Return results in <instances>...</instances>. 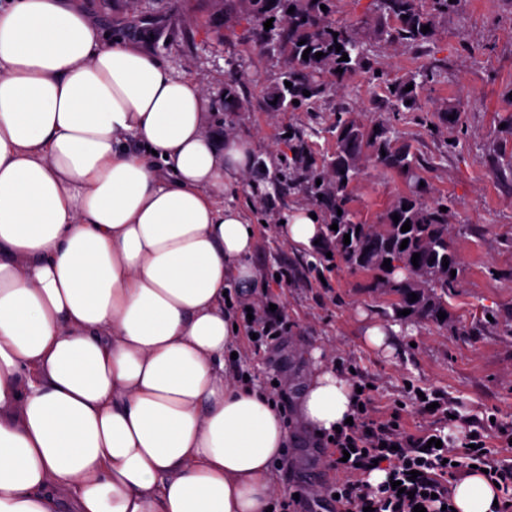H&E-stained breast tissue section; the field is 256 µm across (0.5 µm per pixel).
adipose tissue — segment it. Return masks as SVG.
<instances>
[{
    "instance_id": "adipose-tissue-1",
    "label": "adipose tissue",
    "mask_w": 512,
    "mask_h": 512,
    "mask_svg": "<svg viewBox=\"0 0 512 512\" xmlns=\"http://www.w3.org/2000/svg\"><path fill=\"white\" fill-rule=\"evenodd\" d=\"M251 141L203 88L106 40L70 0L0 9V512H269L289 433L236 383L224 294L256 278ZM305 248L307 209L277 228ZM300 401L328 435L355 387L321 349ZM480 474L455 512H493Z\"/></svg>"
}]
</instances>
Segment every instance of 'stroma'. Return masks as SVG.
<instances>
[{
    "mask_svg": "<svg viewBox=\"0 0 512 512\" xmlns=\"http://www.w3.org/2000/svg\"><path fill=\"white\" fill-rule=\"evenodd\" d=\"M108 36L149 48L175 72L198 80L208 94L217 135L235 133L255 147L252 190L231 192L256 226L253 288L233 292L242 303L273 304L288 317L282 339L260 349L245 339L232 345L226 365L249 386L283 402L288 448L273 468L279 484L301 494L302 512H333L323 478L341 479L330 451L302 424L298 404L312 373L309 351L321 347L336 364L353 365L371 385L380 411L397 412L406 433L432 427L419 410L418 391L441 394L464 419L487 427L492 448L512 433V0H455L434 12L422 41L391 37L392 25L375 0H335L330 20L364 43L362 69L339 77L322 70L313 107L272 111L285 59L264 45V23L248 18L239 0H82ZM382 72L383 81L373 80ZM414 87L412 107L397 104L391 86ZM365 127L387 124L396 145L408 146L412 174L383 169L363 158L349 187L357 222L379 224L398 199L424 183L423 205H447L449 241L460 273L448 295L450 326L397 322L393 296L374 289V274L341 257L320 259L315 248L288 246L276 226L287 212L314 208L302 172L336 151L337 118ZM287 272L277 282L278 272ZM392 326L389 349L367 344L369 324Z\"/></svg>",
    "mask_w": 512,
    "mask_h": 512,
    "instance_id": "1",
    "label": "stroma"
}]
</instances>
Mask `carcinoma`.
I'll return each mask as SVG.
<instances>
[{
	"instance_id": "carcinoma-1",
	"label": "carcinoma",
	"mask_w": 512,
	"mask_h": 512,
	"mask_svg": "<svg viewBox=\"0 0 512 512\" xmlns=\"http://www.w3.org/2000/svg\"><path fill=\"white\" fill-rule=\"evenodd\" d=\"M248 15L255 19H266L280 12L285 19L281 28L269 29L271 41L285 57L287 69L283 82L276 88L278 96L274 108L285 109L298 100L301 105L313 103L321 93V86L312 76L328 67L342 69L348 73L362 67L363 44L328 21L333 12L334 0H241ZM326 9H321V6ZM379 9L391 18L395 26L394 35L399 39L422 40L427 34L421 27L433 25V16L420 11L415 0H376ZM294 12H288L289 8ZM305 44H300V41ZM341 50H336V45ZM310 50L308 59H303L305 50ZM323 56L316 58L315 53ZM348 60H341L342 55ZM292 83L286 87L285 82ZM309 91L306 96L303 91ZM337 147L332 159L324 166L310 165L304 172V180L312 199L326 209L331 222L338 229L324 225L321 243L323 252H337L352 267L375 273V287L395 296L394 309L410 310L408 317L427 319L443 326L448 320L438 319L439 312H448L445 296L456 286L457 278L451 271L459 270V263L448 239L449 228L445 223L442 204L426 208L413 198L396 201L386 215L383 224H358L345 207L347 190L359 172L363 149L372 150L376 164L384 169L412 170L413 160L409 151L392 145L391 130L385 125L377 129H365L354 120L338 119ZM321 184H316V181ZM399 215L395 222L392 215ZM410 222L411 229L403 232L402 226ZM350 235V244L343 243L344 235ZM408 240L405 249H400L403 240ZM420 254L418 266H413V254ZM390 260V268L383 267ZM448 262L443 267L442 262ZM398 269L407 271L401 280L394 277ZM417 295L411 301V294Z\"/></svg>"
}]
</instances>
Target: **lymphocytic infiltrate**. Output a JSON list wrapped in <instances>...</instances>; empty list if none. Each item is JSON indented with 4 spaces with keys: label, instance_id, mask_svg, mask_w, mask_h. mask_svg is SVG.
Segmentation results:
<instances>
[{
    "label": "lymphocytic infiltrate",
    "instance_id": "1",
    "mask_svg": "<svg viewBox=\"0 0 512 512\" xmlns=\"http://www.w3.org/2000/svg\"><path fill=\"white\" fill-rule=\"evenodd\" d=\"M357 400L360 408L352 425L320 441L322 447L332 448L331 463L343 476L335 491L344 512H363L367 506L374 512H413L418 504L426 512H454L453 485L475 466L487 469L488 480L496 484L498 512H512V467L488 448L485 430L459 440L437 429L407 436L396 426L397 415H376L368 391L358 393ZM433 438L441 440V447L430 446ZM376 462L386 465L387 482L372 487L357 481V474ZM396 481L403 483L404 492L393 489Z\"/></svg>",
    "mask_w": 512,
    "mask_h": 512
}]
</instances>
